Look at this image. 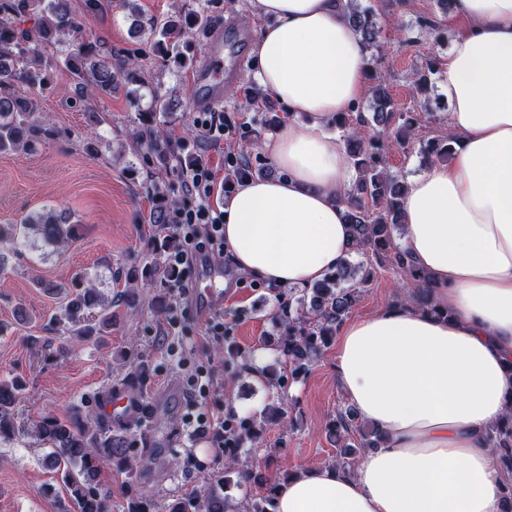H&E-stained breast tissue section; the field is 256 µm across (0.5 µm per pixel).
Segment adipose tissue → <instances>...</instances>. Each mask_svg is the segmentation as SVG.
I'll use <instances>...</instances> for the list:
<instances>
[{
	"instance_id": "adipose-tissue-1",
	"label": "adipose tissue",
	"mask_w": 512,
	"mask_h": 512,
	"mask_svg": "<svg viewBox=\"0 0 512 512\" xmlns=\"http://www.w3.org/2000/svg\"><path fill=\"white\" fill-rule=\"evenodd\" d=\"M347 0H249L263 19L255 75L292 120L260 144L280 169L224 205L237 271L306 288L350 247L343 199L356 170L328 127L368 90ZM466 23L442 61L452 159L408 184L403 242L432 285L434 311L395 305L345 323L336 381L386 437L355 475L308 467L280 485L274 512H500L485 444L512 409V0H455Z\"/></svg>"
}]
</instances>
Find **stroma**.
Returning <instances> with one entry per match:
<instances>
[{
  "mask_svg": "<svg viewBox=\"0 0 512 512\" xmlns=\"http://www.w3.org/2000/svg\"><path fill=\"white\" fill-rule=\"evenodd\" d=\"M371 3L381 28L380 69L393 104L400 112L417 111L414 70L445 58L465 23L441 13L436 0ZM69 5L83 36L97 40L102 52L136 54L148 82L136 104L121 76L111 94H87L62 66L64 54L78 44L77 38H69L57 54L46 56L50 80L37 98L39 113L50 117L57 136L25 153H0V224H17L31 212L53 208L82 226L79 237L60 251L38 247L27 254H8L0 272V322L9 326L0 335V380L15 378L24 388L15 406V434L0 440V512H61L59 502L66 493L51 466V448L37 437L35 426L48 415L64 422L76 411L102 414L99 395L117 382L138 390L148 414L144 423L116 435L128 446L126 458L144 457L148 463L131 471L124 458H112L102 462L97 482L111 493V512H128L133 500L146 512H162L163 504L210 488L213 476L224 468L223 457L210 450V435L188 438V425L203 414L228 415L234 404L255 413L269 403L268 391L256 377L239 364H225L224 346L233 343L247 355L259 350L260 338L274 331L271 317L277 302L253 278L226 264L223 305L200 313L198 284L204 268L196 262L179 282L160 276L140 286L141 295L162 298V311L127 303L126 273L149 261V233L170 232L168 225L154 228L144 221L151 208L146 188L156 173L129 149V135L141 127L153 95L164 94L169 110L157 114L156 125L174 152L164 181L183 209L192 204L181 177L186 161L205 157L216 178H224L226 154L249 152L248 133L270 134V126L261 122L263 113L282 116L286 110L272 97L260 107L245 108L244 98L258 82L251 66H244L221 109L230 132L219 143L208 142L194 131L198 114L192 108L193 78L206 54L205 30L189 31L192 64L176 75L139 33L150 22L204 11L218 22L235 21L253 35L259 24L247 0H136L132 11L122 8L120 0H99L93 12L86 10L85 0H69ZM425 17L437 21L443 38L419 28ZM417 113L416 139L389 158L391 171L403 180L423 172L422 142L448 133L447 109ZM189 128L194 131L190 137L185 134ZM90 136L99 142L98 154L84 148ZM80 275L111 298L112 332L77 344L65 328L53 327L52 318L65 302L58 285ZM396 281L391 270L377 269L350 318L395 305ZM21 313L28 323H18ZM214 320L224 323L223 339L209 334ZM335 366L336 349L331 346L306 379L288 387L287 421L268 426L244 459L248 468L274 480L283 471L320 465L335 456L337 442L328 422L337 407L348 403L336 382ZM200 370L209 373L213 388L207 397L194 398L188 393L189 381Z\"/></svg>",
  "mask_w": 512,
  "mask_h": 512,
  "instance_id": "35a3bbf8",
  "label": "stroma"
}]
</instances>
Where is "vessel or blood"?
I'll use <instances>...</instances> for the list:
<instances>
[{"label":"vessel or blood","mask_w":512,"mask_h":512,"mask_svg":"<svg viewBox=\"0 0 512 512\" xmlns=\"http://www.w3.org/2000/svg\"><path fill=\"white\" fill-rule=\"evenodd\" d=\"M238 76V70L224 67V30L216 28L206 46V60L196 74L194 108L209 111L223 104L225 87L236 83ZM103 409L118 426L137 420L143 412L141 401L122 386L106 393Z\"/></svg>","instance_id":"obj_1"}]
</instances>
